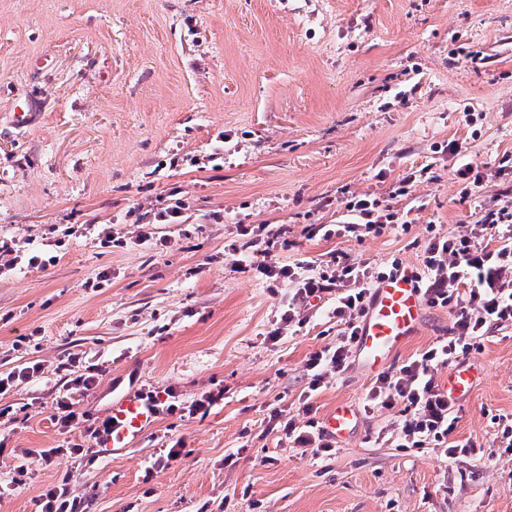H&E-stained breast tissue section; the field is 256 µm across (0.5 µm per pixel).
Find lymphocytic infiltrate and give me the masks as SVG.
Returning <instances> with one entry per match:
<instances>
[{
    "instance_id": "1",
    "label": "lymphocytic infiltrate",
    "mask_w": 512,
    "mask_h": 512,
    "mask_svg": "<svg viewBox=\"0 0 512 512\" xmlns=\"http://www.w3.org/2000/svg\"><path fill=\"white\" fill-rule=\"evenodd\" d=\"M386 201L366 194L348 195L343 202L345 221L319 224L315 230L327 240L349 241L370 233L378 237L389 229H407V222L389 210ZM235 232L249 250L250 267L256 276L288 287L286 307L266 332L269 341H279L287 330L302 324V308L312 299L327 295L334 299L331 315L336 320L338 338L335 345L310 353L305 361L308 383L301 415L273 414L282 435L301 454L334 455L335 442L310 417L311 400L350 368L352 348L371 290L387 274L399 270L401 262L396 259L390 265L378 266L336 250L323 263L299 259L282 264L275 259V249L287 236V225L239 224ZM417 278L427 306L448 309L453 316L452 326L446 337L436 339L399 367L376 375L367 389L364 409L396 412V420L378 432L381 443L404 450L429 449L452 464L477 457L480 451L473 442L455 437V406L443 392L438 373L477 349L491 326L512 325V196L498 199L483 209L479 220L459 225L456 231L443 233L436 225H426ZM96 382L95 375H78L71 381L69 394L56 401L53 421L58 431L69 437L66 448L25 450V462L14 466L10 479L0 485L1 492L22 484L31 461L82 456L89 440L110 432L112 423L107 419L99 426L83 428L84 415L73 400L74 394L93 390ZM140 395L159 415L205 413L224 399L220 390L203 392L187 405L172 388L163 395L144 389Z\"/></svg>"
}]
</instances>
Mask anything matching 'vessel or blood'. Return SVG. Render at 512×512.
Wrapping results in <instances>:
<instances>
[{
  "label": "vessel or blood",
  "instance_id": "vessel-or-blood-1",
  "mask_svg": "<svg viewBox=\"0 0 512 512\" xmlns=\"http://www.w3.org/2000/svg\"><path fill=\"white\" fill-rule=\"evenodd\" d=\"M426 309L412 271L406 269L381 280L372 290L360 325L355 348L360 368L374 372L390 364L417 335ZM478 377L477 368L461 363L443 379L442 386L460 402L470 395ZM106 414L112 420V431L101 438L100 445L110 452L131 447L154 422L153 412L135 391L113 398ZM358 428V412L345 403L327 414L323 426L325 433L339 442L350 439Z\"/></svg>",
  "mask_w": 512,
  "mask_h": 512
}]
</instances>
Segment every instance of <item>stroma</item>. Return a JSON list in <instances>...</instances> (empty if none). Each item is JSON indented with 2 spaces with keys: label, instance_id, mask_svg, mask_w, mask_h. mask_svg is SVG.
<instances>
[{
  "label": "stroma",
  "instance_id": "stroma-1",
  "mask_svg": "<svg viewBox=\"0 0 512 512\" xmlns=\"http://www.w3.org/2000/svg\"><path fill=\"white\" fill-rule=\"evenodd\" d=\"M31 125H15L17 99ZM465 148L491 176L461 199ZM512 158V0H0V236L51 262L0 277V372L41 371L0 395V479L27 448H62L51 422L82 356L97 385L78 406L89 425L131 387L210 388L224 402L161 415L132 447L33 463L0 512H38L69 473L86 512H512V456L493 419L512 414V326L466 358L482 380L455 435L490 462L445 465L376 440L389 414L360 416L341 450L314 459L274 431L297 414L306 357L335 345L330 299L280 342L281 288L228 254L239 224H285L282 263L343 249L418 271L427 223L441 232L512 192L495 178ZM427 169L410 201L390 199L407 231L342 243L315 236L349 193L387 198ZM168 246L139 245V221L173 200ZM110 225L45 246L49 225ZM371 376L348 370L312 400L315 419L361 406ZM181 456L157 466L174 441Z\"/></svg>",
  "mask_w": 512,
  "mask_h": 512
}]
</instances>
